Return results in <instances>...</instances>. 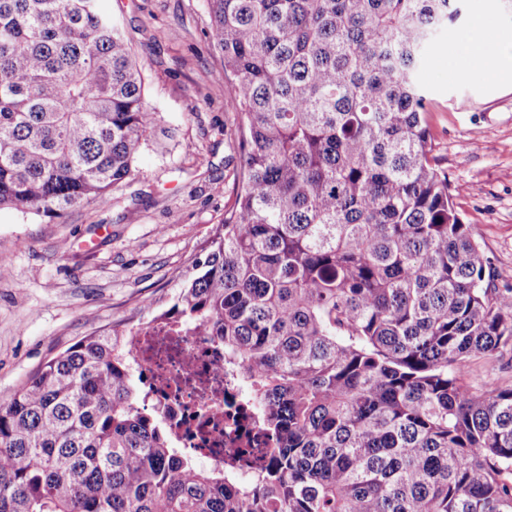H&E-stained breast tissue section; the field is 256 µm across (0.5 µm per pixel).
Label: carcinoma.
Here are the masks:
<instances>
[{"instance_id": "cac0c4a2", "label": "carcinoma", "mask_w": 512, "mask_h": 512, "mask_svg": "<svg viewBox=\"0 0 512 512\" xmlns=\"http://www.w3.org/2000/svg\"><path fill=\"white\" fill-rule=\"evenodd\" d=\"M240 191L157 320L224 343L273 447L197 467L92 334L0 399V512H512V287L433 155L454 0H208ZM100 0H0V209L106 205L154 124ZM464 381L476 388L512 385V350H503L498 357H475L469 363Z\"/></svg>"}]
</instances>
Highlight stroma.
I'll return each instance as SVG.
<instances>
[{
    "instance_id": "35a3bbf8",
    "label": "stroma",
    "mask_w": 512,
    "mask_h": 512,
    "mask_svg": "<svg viewBox=\"0 0 512 512\" xmlns=\"http://www.w3.org/2000/svg\"><path fill=\"white\" fill-rule=\"evenodd\" d=\"M131 41L156 132L110 204L57 218L0 210V398L81 338L147 324L168 309L215 228L234 206L240 117L227 104L224 58L207 0H104ZM443 32L447 53L420 82L433 108L434 154L462 187L458 212L512 285V88L486 74L458 76L461 36L484 14L512 29L498 0H461ZM476 387L512 385V350L473 358Z\"/></svg>"
}]
</instances>
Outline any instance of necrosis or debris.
<instances>
[{"label": "necrosis or debris", "mask_w": 512, "mask_h": 512, "mask_svg": "<svg viewBox=\"0 0 512 512\" xmlns=\"http://www.w3.org/2000/svg\"><path fill=\"white\" fill-rule=\"evenodd\" d=\"M127 334L143 406L165 414L182 448L220 465L240 449L260 447L255 414L218 340L185 326Z\"/></svg>", "instance_id": "1"}]
</instances>
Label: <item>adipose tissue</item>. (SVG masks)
Returning a JSON list of instances; mask_svg holds the SVG:
<instances>
[{
  "label": "adipose tissue",
  "instance_id": "adipose-tissue-1",
  "mask_svg": "<svg viewBox=\"0 0 512 512\" xmlns=\"http://www.w3.org/2000/svg\"><path fill=\"white\" fill-rule=\"evenodd\" d=\"M467 70H481L496 78H512V29L491 28L488 18L465 39Z\"/></svg>",
  "mask_w": 512,
  "mask_h": 512
}]
</instances>
